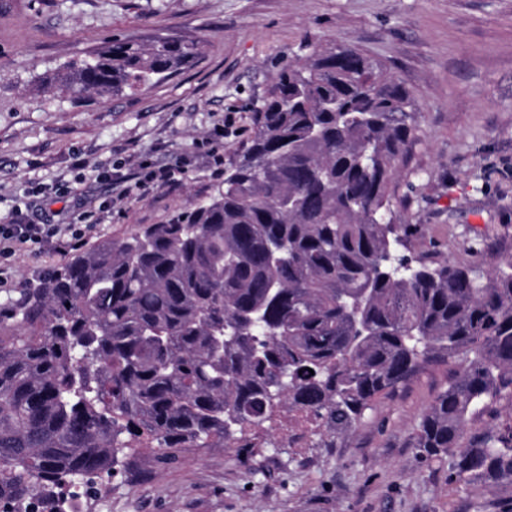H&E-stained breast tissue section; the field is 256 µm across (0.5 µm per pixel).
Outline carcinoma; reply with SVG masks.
Listing matches in <instances>:
<instances>
[{
    "instance_id": "carcinoma-1",
    "label": "carcinoma",
    "mask_w": 512,
    "mask_h": 512,
    "mask_svg": "<svg viewBox=\"0 0 512 512\" xmlns=\"http://www.w3.org/2000/svg\"><path fill=\"white\" fill-rule=\"evenodd\" d=\"M255 106L216 193L102 240L0 305V512L116 473L134 448H222L278 413L350 434L425 363L452 366L415 447L448 480L512 487V262L400 255L388 186L414 99L353 45L308 43ZM202 43L107 38L48 86L135 92Z\"/></svg>"
}]
</instances>
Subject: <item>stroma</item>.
Listing matches in <instances>:
<instances>
[{
    "mask_svg": "<svg viewBox=\"0 0 512 512\" xmlns=\"http://www.w3.org/2000/svg\"><path fill=\"white\" fill-rule=\"evenodd\" d=\"M197 38L201 58L135 94L75 101L43 87L112 36ZM385 60L415 101L416 139L389 185L408 255L493 268L512 259V0H0V222L94 226L0 266V304L71 251L165 224L222 181L281 63L306 40ZM86 169L66 197L52 192ZM172 183L135 189L140 166ZM447 371L429 366L376 400L348 436L280 434L261 451L127 455L84 512H512V488L470 490L413 437Z\"/></svg>",
    "mask_w": 512,
    "mask_h": 512,
    "instance_id": "35a3bbf8",
    "label": "stroma"
}]
</instances>
